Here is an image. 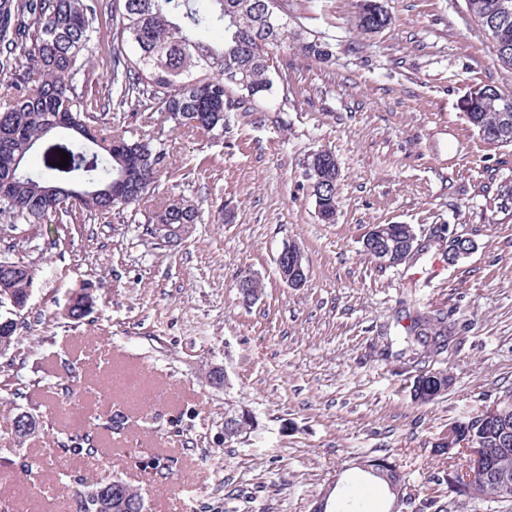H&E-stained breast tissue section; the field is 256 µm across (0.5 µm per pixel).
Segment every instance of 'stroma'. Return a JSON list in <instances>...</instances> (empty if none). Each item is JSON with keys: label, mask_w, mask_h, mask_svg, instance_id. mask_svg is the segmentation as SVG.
I'll return each instance as SVG.
<instances>
[{"label": "stroma", "mask_w": 512, "mask_h": 512, "mask_svg": "<svg viewBox=\"0 0 512 512\" xmlns=\"http://www.w3.org/2000/svg\"><path fill=\"white\" fill-rule=\"evenodd\" d=\"M290 17L328 37L319 62L289 42L274 61L287 85L269 107L229 115L223 136L187 133L158 111L105 113L113 129L164 148L172 163L148 201L120 214L23 224L0 259L36 270L11 375L0 373V503L17 512H77L71 475L91 470L141 491L147 512H312L330 481L367 486L363 512L394 498L357 467L390 456L407 477L403 512H512V501L454 497L442 480L457 460L434 444L449 426L512 390V144L485 142L463 103L492 85L512 97L466 0H383L390 25L355 26L357 0H293ZM339 166L334 223L321 222L308 179L312 154ZM185 197L203 217L170 249L147 232L160 202ZM375 224H408L421 238L440 226L470 239L449 260L438 250L398 267L368 259ZM296 245L304 285L285 284L275 259ZM261 292L249 305L238 278ZM93 307L61 320L75 291ZM447 315V353L419 366L399 357L409 314ZM391 340L392 354L380 353ZM227 379L212 386L207 371ZM450 386L418 403L421 369ZM21 395H11L9 378ZM74 395L53 401L59 385ZM42 417L14 448L13 415ZM253 425L223 442L224 422ZM121 416L101 431L98 462L58 456L63 432ZM163 459L155 473L149 464Z\"/></svg>", "instance_id": "stroma-1"}]
</instances>
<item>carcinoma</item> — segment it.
<instances>
[{
	"label": "carcinoma",
	"mask_w": 512,
	"mask_h": 512,
	"mask_svg": "<svg viewBox=\"0 0 512 512\" xmlns=\"http://www.w3.org/2000/svg\"><path fill=\"white\" fill-rule=\"evenodd\" d=\"M504 0H467L496 47L499 62L512 69V14ZM289 0H0V234L19 224H46L74 212L103 216L140 203L155 191L167 153L148 139H131L99 124L111 109H156L179 128L224 134L228 113L258 111L274 81V57L288 40L304 56L332 57L323 37L309 39L288 29ZM363 34L387 27L378 0H359L355 19ZM105 68L93 76V60ZM465 116L484 141L512 144V97L492 85L465 102ZM69 165L59 167L58 150ZM318 216L336 218V160L318 151L309 163ZM197 205L174 198L148 216V226L196 224ZM414 229L409 224H375L366 241L392 251L388 266ZM36 268L23 260H0V280L24 301ZM84 294L69 301L71 321L89 313ZM23 308L0 306V358L18 350ZM410 360L422 362L448 347L447 316L420 313L405 336ZM448 375L423 371L413 381L416 400L425 403L448 390ZM435 444L439 452L455 437L477 438L494 449L512 435V402L499 404V417L480 415L453 423ZM64 454L96 460L103 450L89 431H75L61 443ZM77 512H143V497L89 474L73 479Z\"/></svg>",
	"instance_id": "obj_1"
}]
</instances>
